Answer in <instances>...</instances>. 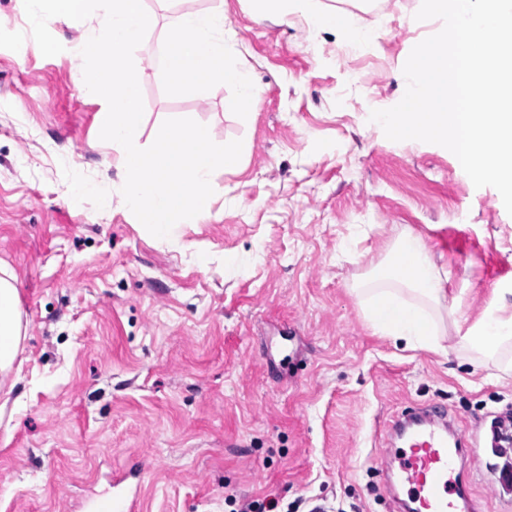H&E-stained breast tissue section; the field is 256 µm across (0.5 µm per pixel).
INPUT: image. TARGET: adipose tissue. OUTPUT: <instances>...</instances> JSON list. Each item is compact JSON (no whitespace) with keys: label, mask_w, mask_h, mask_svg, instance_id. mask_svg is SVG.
I'll return each mask as SVG.
<instances>
[{"label":"adipose tissue","mask_w":512,"mask_h":512,"mask_svg":"<svg viewBox=\"0 0 512 512\" xmlns=\"http://www.w3.org/2000/svg\"><path fill=\"white\" fill-rule=\"evenodd\" d=\"M161 71L173 89L200 90L214 82L234 87L229 108L245 112L261 90L242 69L225 60L224 10L213 7L175 15L164 33L159 57ZM375 287L365 289V312L371 326L408 345L441 353L438 317L444 307V280L424 239L413 232L397 240L390 261L381 266ZM15 274L0 266V375H7L27 335ZM512 344V317L489 308L478 330L461 337L458 348L471 352L480 365L496 361L500 350Z\"/></svg>","instance_id":"adipose-tissue-1"}]
</instances>
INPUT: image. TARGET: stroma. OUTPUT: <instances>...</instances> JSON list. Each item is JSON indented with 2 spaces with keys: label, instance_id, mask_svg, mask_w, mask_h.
<instances>
[{
  "label": "stroma",
  "instance_id": "1",
  "mask_svg": "<svg viewBox=\"0 0 512 512\" xmlns=\"http://www.w3.org/2000/svg\"><path fill=\"white\" fill-rule=\"evenodd\" d=\"M218 5L228 61L262 90L244 117L224 107L234 89L177 92L157 66L174 13ZM420 6L319 0L356 15L357 44L253 0H146L145 129L190 118L243 144L213 176L211 219L168 243L124 207L117 159L96 147L101 106L75 79L82 29L50 23L64 50L43 56L23 0H0V260L28 322L21 370L0 379V512H87L115 470L135 471L140 512L264 497L396 512L388 427L419 406L477 436L480 460L463 468L481 512H512L493 453L512 376L394 343L354 293L408 229L448 277L442 332H475L496 301L512 316V215L497 190L475 187L448 149L389 140L370 119L402 99L413 46L441 29L416 20ZM75 180L111 209L63 199Z\"/></svg>",
  "mask_w": 512,
  "mask_h": 512
}]
</instances>
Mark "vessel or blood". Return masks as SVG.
<instances>
[{"mask_svg": "<svg viewBox=\"0 0 512 512\" xmlns=\"http://www.w3.org/2000/svg\"><path fill=\"white\" fill-rule=\"evenodd\" d=\"M394 430L406 441L396 473L413 512H476L468 484L455 472L457 459L474 455L472 442L449 438L446 429L416 414L398 422ZM112 487L110 496L89 501L88 512H139L136 492L123 488L121 478H113Z\"/></svg>", "mask_w": 512, "mask_h": 512, "instance_id": "obj_1", "label": "vessel or blood"}]
</instances>
